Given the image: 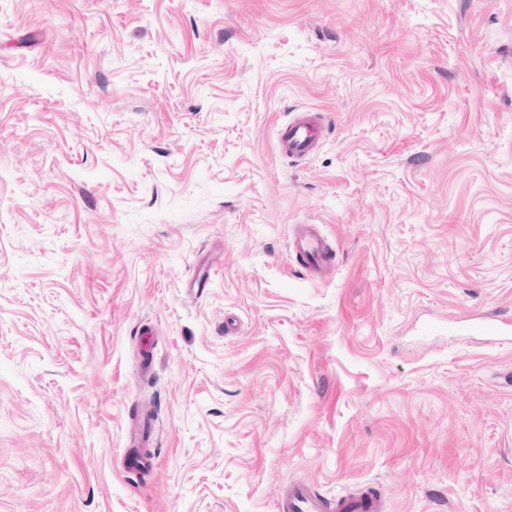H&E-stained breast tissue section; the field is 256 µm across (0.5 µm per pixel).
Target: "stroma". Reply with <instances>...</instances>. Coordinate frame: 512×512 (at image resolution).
I'll return each mask as SVG.
<instances>
[{"mask_svg": "<svg viewBox=\"0 0 512 512\" xmlns=\"http://www.w3.org/2000/svg\"><path fill=\"white\" fill-rule=\"evenodd\" d=\"M301 107L330 134L293 162ZM480 312L512 318V0H0V512H276L286 478L512 512V345L447 331ZM327 130V124L320 112H292L291 118L278 131V151L290 160L310 159L324 142ZM290 253L302 262L304 273L325 281L334 271L333 249L327 244L317 224H295L288 243Z\"/></svg>", "mask_w": 512, "mask_h": 512, "instance_id": "35a3bbf8", "label": "stroma"}]
</instances>
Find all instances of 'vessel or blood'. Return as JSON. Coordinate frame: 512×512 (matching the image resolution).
<instances>
[{"mask_svg":"<svg viewBox=\"0 0 512 512\" xmlns=\"http://www.w3.org/2000/svg\"><path fill=\"white\" fill-rule=\"evenodd\" d=\"M327 133V124L321 113L311 110L293 112L277 134L279 153L291 160L304 161L318 152ZM290 253L302 263L305 274L324 281L335 266L332 248L315 224H297L288 243ZM466 336H483L504 340L512 336V321L494 320L486 316L471 318L461 325ZM277 512H383L380 497L366 492H345L328 498L316 492L305 482L284 481L276 502Z\"/></svg>","mask_w":512,"mask_h":512,"instance_id":"b4317fda","label":"vessel or blood"}]
</instances>
